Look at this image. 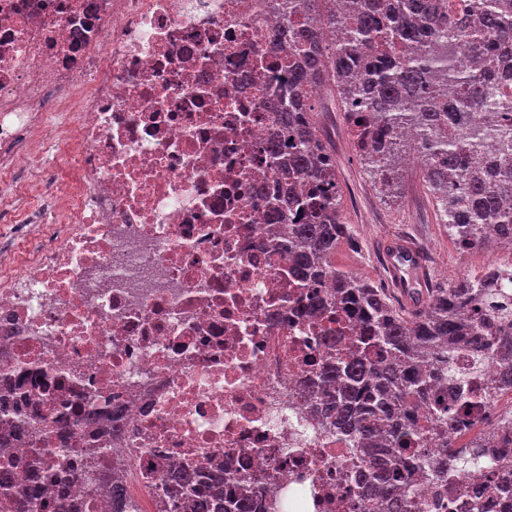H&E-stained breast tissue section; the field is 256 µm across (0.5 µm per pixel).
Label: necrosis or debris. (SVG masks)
<instances>
[{"mask_svg":"<svg viewBox=\"0 0 512 512\" xmlns=\"http://www.w3.org/2000/svg\"><path fill=\"white\" fill-rule=\"evenodd\" d=\"M271 0H0V391L32 426L0 437L49 512H173L185 471L224 477V512H373L364 452L311 378L356 327L308 316L277 171ZM265 186L269 197L253 191ZM469 435L512 421L492 359ZM97 413L79 427L81 411ZM415 512H512V443Z\"/></svg>","mask_w":512,"mask_h":512,"instance_id":"1","label":"necrosis or debris"}]
</instances>
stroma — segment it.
I'll list each match as a JSON object with an SVG mask.
<instances>
[{"mask_svg":"<svg viewBox=\"0 0 512 512\" xmlns=\"http://www.w3.org/2000/svg\"><path fill=\"white\" fill-rule=\"evenodd\" d=\"M331 145L336 157L341 219L358 243L354 250L345 244L337 248V267L384 286V247L392 239L409 237L422 248L426 285L433 288L480 271L499 258L494 248L474 250L467 264H460L448 228L441 222L439 206L426 188L422 167L403 165L399 187L384 195L373 185L347 134H340Z\"/></svg>","mask_w":512,"mask_h":512,"instance_id":"1","label":"stroma"}]
</instances>
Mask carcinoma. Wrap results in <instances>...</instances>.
Returning a JSON list of instances; mask_svg holds the SVG:
<instances>
[{
    "label": "carcinoma",
    "instance_id": "cac0c4a2",
    "mask_svg": "<svg viewBox=\"0 0 512 512\" xmlns=\"http://www.w3.org/2000/svg\"><path fill=\"white\" fill-rule=\"evenodd\" d=\"M359 0L339 13L335 0H282L280 9L302 24L283 23L271 43L283 41L301 55L277 77L279 96L268 102L278 113L269 151L281 173L278 193L296 216L287 248L297 275L311 283L332 277L336 297L316 296L315 307L344 314L361 327L350 351L323 368L317 394L331 405L339 429L371 447L357 481L377 499L382 512H409L411 494L430 474L448 478L465 473L486 453L483 443L463 446L442 440L441 452L412 465L409 457L426 428L400 413L404 402L427 409L426 419L443 432L460 427L469 402L452 408L435 401L434 383L451 378L457 350L482 356L491 347L499 365V389H512V331L495 317L476 315L475 306L493 301V282L474 287L467 277L424 289V299L406 309L386 288L336 267L332 257L342 243L353 244L342 223L336 160L319 126L314 88L340 97L347 121L357 131L366 164L382 156L381 184L398 179L406 144L387 142L392 130L413 124L422 132L432 162L425 166L429 191L448 217L459 249H482L512 242V144L475 167L463 164L464 139L480 128L493 132L511 117L488 107L490 73L462 74L431 53L412 52L452 28L474 55L512 57V0H494L473 24L474 3L465 0ZM498 230L490 233L491 225ZM223 498V480L211 492L183 503L181 512H211Z\"/></svg>",
    "mask_w": 512,
    "mask_h": 512
}]
</instances>
